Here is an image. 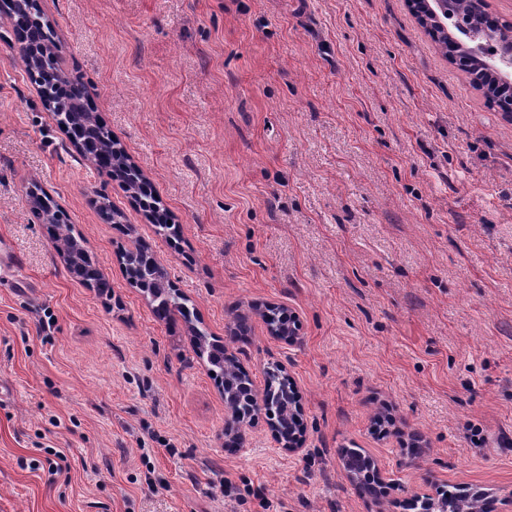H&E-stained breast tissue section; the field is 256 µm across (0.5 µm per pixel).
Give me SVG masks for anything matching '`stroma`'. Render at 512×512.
Here are the masks:
<instances>
[{"mask_svg":"<svg viewBox=\"0 0 512 512\" xmlns=\"http://www.w3.org/2000/svg\"><path fill=\"white\" fill-rule=\"evenodd\" d=\"M65 75L179 236L88 167L0 19V512H400L451 486L512 512V117L407 0H40ZM46 193L111 286L72 277ZM123 213L106 223L99 203ZM147 246L193 319L158 320L118 261ZM256 304L301 321L289 344ZM203 331L264 387L288 368L302 449L224 438ZM423 452L403 456L412 433ZM397 479L380 500L341 448ZM342 450L343 459L349 464L350 469L360 476V481L363 486L369 489L374 481L368 475L364 476L366 471L368 472L364 450L362 448H342ZM346 463L344 461L342 462L345 475L349 481L356 483L358 478L351 472Z\"/></svg>","mask_w":512,"mask_h":512,"instance_id":"35a3bbf8","label":"stroma"}]
</instances>
